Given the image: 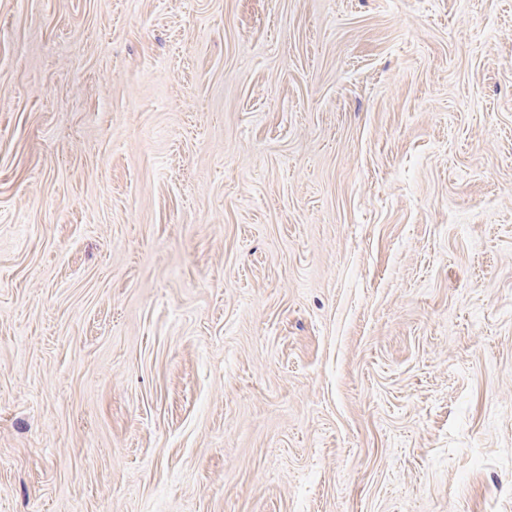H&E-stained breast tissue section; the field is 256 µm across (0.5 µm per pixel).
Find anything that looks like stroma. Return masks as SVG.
Returning <instances> with one entry per match:
<instances>
[{
  "label": "stroma",
  "instance_id": "obj_1",
  "mask_svg": "<svg viewBox=\"0 0 512 512\" xmlns=\"http://www.w3.org/2000/svg\"><path fill=\"white\" fill-rule=\"evenodd\" d=\"M0 512H512V0H0Z\"/></svg>",
  "mask_w": 512,
  "mask_h": 512
}]
</instances>
